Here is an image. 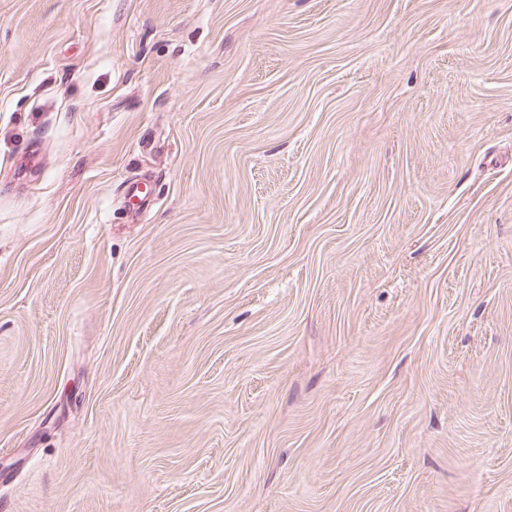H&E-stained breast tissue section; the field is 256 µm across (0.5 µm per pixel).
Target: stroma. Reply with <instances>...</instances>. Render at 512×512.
<instances>
[{
    "label": "stroma",
    "instance_id": "obj_1",
    "mask_svg": "<svg viewBox=\"0 0 512 512\" xmlns=\"http://www.w3.org/2000/svg\"><path fill=\"white\" fill-rule=\"evenodd\" d=\"M0 512H512V0H0Z\"/></svg>",
    "mask_w": 512,
    "mask_h": 512
}]
</instances>
